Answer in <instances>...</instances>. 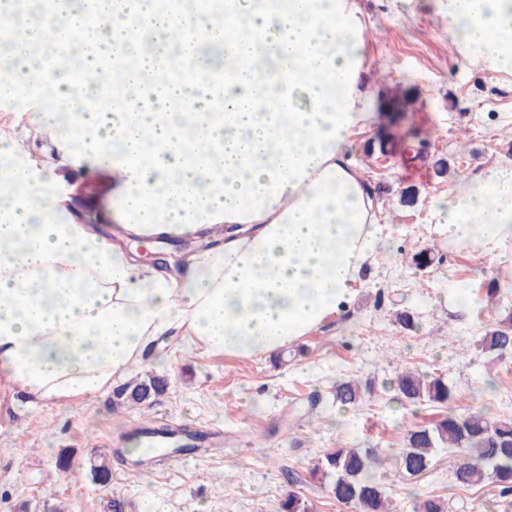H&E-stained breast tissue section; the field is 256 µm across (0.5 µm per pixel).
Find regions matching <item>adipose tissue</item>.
Masks as SVG:
<instances>
[{"label": "adipose tissue", "instance_id": "obj_1", "mask_svg": "<svg viewBox=\"0 0 512 512\" xmlns=\"http://www.w3.org/2000/svg\"><path fill=\"white\" fill-rule=\"evenodd\" d=\"M11 0L0 97L42 98L33 121L67 163L112 175V220L74 219L63 187L0 142V373L60 402L108 389L154 339L179 331L208 355L278 354L350 308L375 245V197L348 157L369 119L364 28L354 0H121L112 23L82 0ZM448 34L495 71H512V0H447ZM87 30L121 49L112 107L90 112L99 58L40 65L48 38ZM224 50V86L163 78L169 51ZM224 109L211 111L213 98ZM448 243L512 274V163L448 192ZM178 274L137 262L126 242L207 240Z\"/></svg>", "mask_w": 512, "mask_h": 512}]
</instances>
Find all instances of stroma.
Listing matches in <instances>:
<instances>
[{
	"mask_svg": "<svg viewBox=\"0 0 512 512\" xmlns=\"http://www.w3.org/2000/svg\"><path fill=\"white\" fill-rule=\"evenodd\" d=\"M365 27L368 123L354 129L349 156L379 203L376 245L366 282L350 309L329 318L279 358L241 360L161 339L136 375L168 381L157 398L113 407L111 392L43 403L0 375V512H279L295 493L313 512H353L328 483L311 475L326 449L378 448L376 475L396 512L428 495L449 512H503L500 489H468L453 479L456 459L439 450L420 476L398 454L407 428L438 420L429 405H399L390 388L398 372L439 375L457 392L454 410L512 417V353L491 360L481 336L512 316V287L493 283L488 258L448 246L444 203L456 182L512 162V72L473 66L448 37L446 0H355ZM39 99H0V140L26 150L52 171L85 219L109 216L112 177L86 165L53 166L55 145L32 123ZM428 251L419 268L413 254ZM466 287L461 306L450 291ZM412 317L402 326L399 312ZM365 384L362 403L333 401L336 382ZM193 432L220 430L224 444L139 465L126 452L144 420ZM120 438V447L109 444ZM69 452V470L58 468ZM111 471L95 482L91 463Z\"/></svg>",
	"mask_w": 512,
	"mask_h": 512,
	"instance_id": "1",
	"label": "stroma"
}]
</instances>
